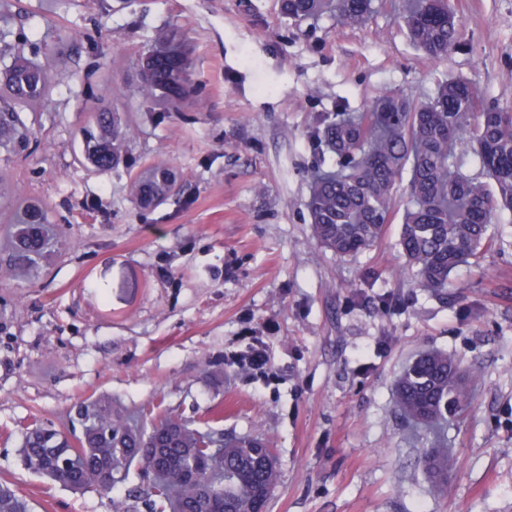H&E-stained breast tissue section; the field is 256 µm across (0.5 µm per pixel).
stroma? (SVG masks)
Returning a JSON list of instances; mask_svg holds the SVG:
<instances>
[{"label": "stroma", "mask_w": 512, "mask_h": 512, "mask_svg": "<svg viewBox=\"0 0 512 512\" xmlns=\"http://www.w3.org/2000/svg\"><path fill=\"white\" fill-rule=\"evenodd\" d=\"M400 5L375 0L342 27L293 22L281 0H0V41L61 65L53 97L26 115V148H0V202L49 209L62 240L52 265L14 269L0 223V482L31 512H115L143 486L134 475L72 492L21 461L22 424L70 427L99 397L265 437L279 471L270 512H512V223L494 221L493 247L443 292L404 268L405 190L356 256L312 236L311 178L332 162L313 132L340 108L385 93L419 104L448 78L512 106V0H453L463 25L441 60L412 43ZM169 29L188 37L200 89L179 114L139 86L141 56ZM101 96L133 134L125 162L92 175L75 151ZM158 161L175 186L145 208L132 184ZM252 336L270 356L262 374L224 360ZM432 350L476 376L471 409L446 429L459 462L443 493L394 396Z\"/></svg>", "instance_id": "1"}]
</instances>
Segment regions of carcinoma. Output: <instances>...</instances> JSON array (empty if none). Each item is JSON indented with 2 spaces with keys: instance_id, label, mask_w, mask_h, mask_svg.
Returning <instances> with one entry per match:
<instances>
[{
  "instance_id": "obj_1",
  "label": "carcinoma",
  "mask_w": 512,
  "mask_h": 512,
  "mask_svg": "<svg viewBox=\"0 0 512 512\" xmlns=\"http://www.w3.org/2000/svg\"><path fill=\"white\" fill-rule=\"evenodd\" d=\"M293 21L331 14L341 26L359 24L372 0H283ZM404 23L412 41L430 58L448 56L458 42L460 19L449 0H410ZM12 58L0 73V140L25 148L30 131L20 113L47 100L56 84L51 71L17 51L0 48ZM191 53L175 31L162 34L140 63L141 90L161 112L178 110L193 101ZM386 95L365 112L338 114L316 132L319 144L336 156V170L317 177L307 204L317 244L338 257H351L375 244L389 222L394 191L404 170H410L408 206L399 247L408 270L424 288L448 287L450 275L468 259L491 248L492 219L512 212V107L485 101L466 80L438 84L429 102L411 107L401 101L390 109ZM130 126L101 97L85 113L82 157L99 171L124 160ZM479 163L476 175L465 171L468 152ZM174 173L159 164L137 177L135 190L145 204L169 190ZM10 262L32 266L53 253L47 209H16ZM401 413L411 422L436 431L439 421L460 417L470 408L471 392L462 385L459 363L444 352H427L401 373L396 390ZM156 406L136 411L147 424L128 427L131 414L95 400L81 406L75 422L79 444L62 433L23 428L22 459L26 469L53 484L74 491L99 488V472L112 469V483L125 482L132 468L149 467L152 448H168L163 476L150 485V512H209L201 487H210L224 501V512H257L278 482L277 465L267 440L239 437L224 440L221 475L214 483L183 482L180 474L200 448L214 436L178 416L155 413ZM67 455L70 469L41 466L50 449ZM419 458L439 479L448 476L454 457L430 441ZM0 512H29L28 503L8 483H0Z\"/></svg>"
}]
</instances>
